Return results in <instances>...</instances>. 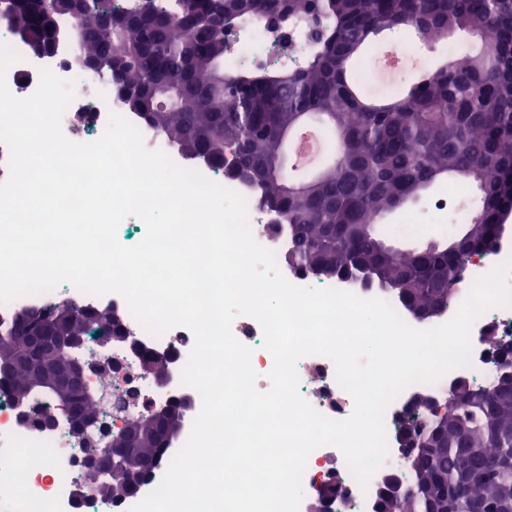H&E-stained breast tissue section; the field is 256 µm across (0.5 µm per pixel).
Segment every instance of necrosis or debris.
Listing matches in <instances>:
<instances>
[{
  "mask_svg": "<svg viewBox=\"0 0 512 512\" xmlns=\"http://www.w3.org/2000/svg\"><path fill=\"white\" fill-rule=\"evenodd\" d=\"M309 32L310 26L304 21L294 22L285 28H274L254 20L243 21L225 32V38L233 43L234 50L225 55L224 70L235 74L242 69L255 67L298 68L307 56ZM0 43L12 47L20 56L19 61L7 72L8 87L16 97L25 98L35 91L40 69H50L65 80L74 77L75 67L68 54L36 57L25 42L12 34L0 38ZM112 111L125 113L127 120L141 131L147 148L163 150L179 166L198 167L209 179L220 184L228 183L230 189L243 196L248 203L249 222L256 241L278 254L287 250V235L274 237L265 232L264 227L272 222L273 216L258 205L250 188L234 181L226 182L220 172L208 165H194L137 113L124 112L120 102L111 94L107 81H99L92 93L76 89L75 97L62 118L63 131L67 138L75 142L95 141L104 132L108 114ZM461 192V187L455 185L428 200L426 224L430 231L445 235L468 224V213L456 205ZM510 260L512 228L507 226L491 249L472 256L466 263L459 297H466L476 277ZM65 301L97 306L103 303L119 305L123 299L115 293L94 296L63 283L49 293L0 303V319L11 320L23 310L42 312L51 305ZM232 331L239 341L253 350L251 364L259 375L258 387H268L266 374L271 364L268 352L263 347L260 324L252 317L241 315L234 320ZM492 332L512 335V306L491 308L476 320L470 333L472 351L468 365L449 371L436 382L410 385L391 402L384 418L389 458L395 459L401 455L398 423L409 409L415 394L428 392L439 396L454 382L466 380L479 383L484 380L490 368L486 337ZM134 333L150 349L174 351L176 360L168 384L161 387L140 377L137 356L124 349L113 350L114 370L111 377L103 379L94 375L88 383L92 390L102 394L98 404L101 422L115 428L125 420L124 414L119 413L116 406L129 395H137L139 401L144 403L164 400L184 391L181 371L194 344L192 333L184 327H175L156 336L138 326ZM296 371L301 396L310 400L317 412L333 420H343L351 415L353 399L337 383L335 366L329 358L320 355L303 357L297 362ZM195 418V413L191 412L183 419L153 478L142 484L137 495L119 502L120 512H129L140 497L146 496L161 483L172 459L187 441ZM85 454L84 439L71 430L64 412H57L55 426L45 430L20 420L10 399L0 394V512H73L72 493ZM324 483L335 484L339 490L337 512H374L381 483L380 474H373L367 486H360L342 452L332 445L314 449L307 459L299 512H309L312 493Z\"/></svg>",
  "mask_w": 512,
  "mask_h": 512,
  "instance_id": "1",
  "label": "necrosis or debris"
}]
</instances>
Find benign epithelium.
Masks as SVG:
<instances>
[{
	"label": "benign epithelium",
	"mask_w": 512,
	"mask_h": 512,
	"mask_svg": "<svg viewBox=\"0 0 512 512\" xmlns=\"http://www.w3.org/2000/svg\"><path fill=\"white\" fill-rule=\"evenodd\" d=\"M36 16L38 31L19 30L17 34L38 56L58 53L63 49L57 36L60 15L52 13L42 2ZM102 315L109 320L110 328L98 335L100 346L108 351L118 345L140 353L142 377L165 380L159 376V368L169 369L173 355L144 348L126 325L121 308L85 309L73 315L54 308L36 322H17L0 332V384L10 392L20 419L33 420L44 429L53 427V415L32 401V391L40 389L68 409L75 433L86 436L99 428L97 416L87 409L90 404L97 405V400L87 388L85 377L90 370L111 375L112 361L86 360L80 353L86 346L88 333L98 328ZM191 405L190 396L184 392L146 407L138 419L125 422L115 435L112 430L103 429L100 435L103 446L89 443L80 481L73 490L75 504L82 506L86 490L104 484L117 472L126 475V490H139L144 472L135 466L137 448L150 438L151 429L161 428L173 434ZM337 498L336 487L321 485L313 512H336Z\"/></svg>",
	"instance_id": "obj_1"
}]
</instances>
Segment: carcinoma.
Wrapping results in <instances>:
<instances>
[{
	"label": "carcinoma",
	"mask_w": 512,
	"mask_h": 512,
	"mask_svg": "<svg viewBox=\"0 0 512 512\" xmlns=\"http://www.w3.org/2000/svg\"><path fill=\"white\" fill-rule=\"evenodd\" d=\"M126 20L107 27L101 12ZM224 12V27L244 19L279 21L280 0H157L132 7L94 0L75 22V55L125 61L110 88L132 100L150 126L189 159L224 172L254 174L259 206L288 225L297 271L320 279L362 280L396 294L417 317L442 313L453 301L471 248L487 242L512 210V0H289L293 18L315 21L304 67L224 72V33L199 14ZM12 31L31 25L26 12L0 13ZM413 28L441 43L466 36L476 46L458 68L445 59L418 69L396 90H367L352 73L375 38ZM494 30L495 43L485 42ZM307 119L336 137L328 181L289 164L268 167ZM466 187L473 213L454 249L392 256L378 250L392 211L436 183ZM494 375L488 385L462 382L444 406L417 403L402 418L401 438L416 442L411 483L383 500L382 512H448L465 492L477 512H512V335L488 337ZM111 500L130 497L121 474L99 487Z\"/></svg>",
	"instance_id": "obj_1"
}]
</instances>
